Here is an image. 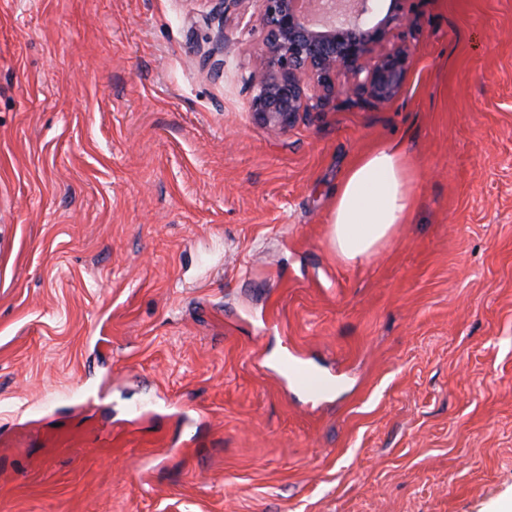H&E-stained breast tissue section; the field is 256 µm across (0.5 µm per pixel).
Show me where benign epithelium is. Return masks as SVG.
Wrapping results in <instances>:
<instances>
[{
  "instance_id": "obj_1",
  "label": "benign epithelium",
  "mask_w": 512,
  "mask_h": 512,
  "mask_svg": "<svg viewBox=\"0 0 512 512\" xmlns=\"http://www.w3.org/2000/svg\"><path fill=\"white\" fill-rule=\"evenodd\" d=\"M383 0H351L345 9L329 0L320 18L300 8L301 0H257L265 30L266 54L247 82L253 89L250 112L285 129L306 112L320 90L326 96L366 95L376 102L396 97L411 62L406 45L380 54L393 24L407 20L406 0H390L386 15L372 18Z\"/></svg>"
}]
</instances>
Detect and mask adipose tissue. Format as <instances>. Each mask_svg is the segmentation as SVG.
<instances>
[{"label":"adipose tissue","instance_id":"ef3b65f1","mask_svg":"<svg viewBox=\"0 0 512 512\" xmlns=\"http://www.w3.org/2000/svg\"><path fill=\"white\" fill-rule=\"evenodd\" d=\"M414 185L402 143L361 156L345 172L329 214L328 240L337 256L359 263L388 242L410 214Z\"/></svg>","mask_w":512,"mask_h":512}]
</instances>
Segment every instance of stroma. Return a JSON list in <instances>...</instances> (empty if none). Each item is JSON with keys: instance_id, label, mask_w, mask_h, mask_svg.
<instances>
[{"instance_id": "stroma-1", "label": "stroma", "mask_w": 512, "mask_h": 512, "mask_svg": "<svg viewBox=\"0 0 512 512\" xmlns=\"http://www.w3.org/2000/svg\"><path fill=\"white\" fill-rule=\"evenodd\" d=\"M213 7L0 0V512H512V0H408L400 94L284 130ZM395 141L411 217L345 263ZM414 171L401 142L361 156L345 172L329 214L328 240L348 263L372 256L405 224L414 197ZM285 375L301 386L309 395L320 396L327 388L329 379L326 375L304 368H285Z\"/></svg>"}]
</instances>
